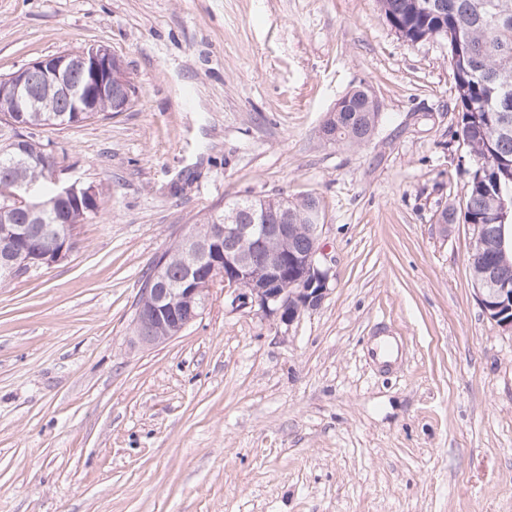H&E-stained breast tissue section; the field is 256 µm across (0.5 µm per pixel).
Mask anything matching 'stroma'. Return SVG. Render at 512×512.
<instances>
[{
    "instance_id": "1",
    "label": "stroma",
    "mask_w": 512,
    "mask_h": 512,
    "mask_svg": "<svg viewBox=\"0 0 512 512\" xmlns=\"http://www.w3.org/2000/svg\"><path fill=\"white\" fill-rule=\"evenodd\" d=\"M89 45L136 94L53 133L98 214L0 285V512H512V333L474 296L473 226L440 221L471 179L447 44L378 0H0V76ZM359 87L375 135L325 143ZM277 193L322 202L320 306L286 325L218 288L140 343L152 261Z\"/></svg>"
}]
</instances>
